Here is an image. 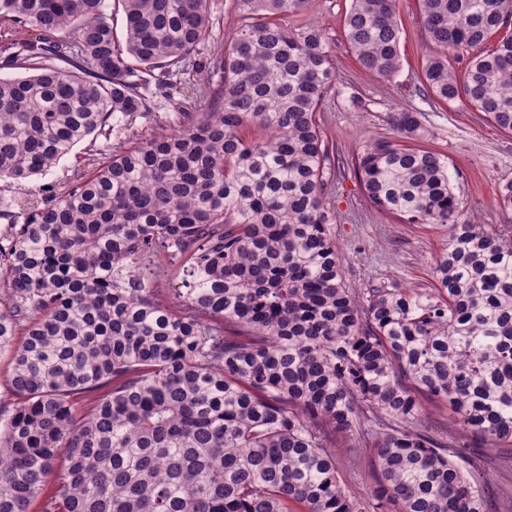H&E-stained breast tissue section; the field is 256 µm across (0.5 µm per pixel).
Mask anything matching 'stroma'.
I'll list each match as a JSON object with an SVG mask.
<instances>
[{
  "mask_svg": "<svg viewBox=\"0 0 512 512\" xmlns=\"http://www.w3.org/2000/svg\"><path fill=\"white\" fill-rule=\"evenodd\" d=\"M350 0H312L307 11L287 15L289 26L313 24L323 29L339 81V93L328 97L317 120L341 162L334 175L336 222L331 231L344 258L345 280L356 292L380 285L420 290L431 288V269L448 242L445 229L430 224H399L367 199L351 160L367 141L392 137L394 113H418L430 135L425 144L448 159L453 184L464 217L475 224H511L512 207L505 205L500 186L512 180V134L493 125L464 101L436 106L421 93V70L434 49L420 24L418 0H399L402 27L401 65L385 81L361 70L344 38V16ZM83 146L41 177L13 185L0 182V210L13 209L70 170ZM358 451H339V473L347 494L367 498L374 486L368 467L357 460ZM482 466L487 489L497 512H512V447L494 460L482 449L467 452Z\"/></svg>",
  "mask_w": 512,
  "mask_h": 512,
  "instance_id": "stroma-1",
  "label": "stroma"
}]
</instances>
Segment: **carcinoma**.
Instances as JSON below:
<instances>
[{
    "label": "carcinoma",
    "instance_id": "obj_1",
    "mask_svg": "<svg viewBox=\"0 0 512 512\" xmlns=\"http://www.w3.org/2000/svg\"><path fill=\"white\" fill-rule=\"evenodd\" d=\"M231 2L243 24L215 54L210 0H117L122 44L105 0H0V69L25 71L0 78V181L88 142L3 213L0 512H491L466 449L512 446V225L462 221L447 158L398 112L352 165L372 205L448 244L429 290L347 288L316 120L338 92L326 38L281 21L310 0ZM420 2L429 97L512 133V0ZM344 35L363 70L398 71L397 0H351ZM191 73L217 78L204 108ZM153 88L167 120L147 138ZM162 252L180 262L171 303ZM423 399L448 402L463 446ZM348 442L374 475L364 501L341 486ZM10 389V366L9 355L5 352L0 357V410L2 414L12 409L13 398L9 392Z\"/></svg>",
    "mask_w": 512,
    "mask_h": 512
}]
</instances>
